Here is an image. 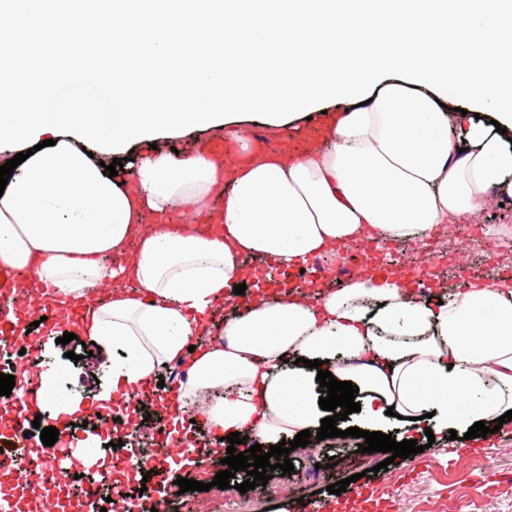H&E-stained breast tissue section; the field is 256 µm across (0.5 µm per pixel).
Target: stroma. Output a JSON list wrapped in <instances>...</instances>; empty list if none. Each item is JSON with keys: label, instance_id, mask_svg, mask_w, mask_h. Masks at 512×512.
<instances>
[{"label": "stroma", "instance_id": "obj_1", "mask_svg": "<svg viewBox=\"0 0 512 512\" xmlns=\"http://www.w3.org/2000/svg\"><path fill=\"white\" fill-rule=\"evenodd\" d=\"M335 111L332 105L324 111L312 108L309 118L299 121V133L291 137L258 122L245 124L244 130L253 151L297 153L322 141ZM202 147L226 163L242 160L234 143L224 136L193 131L158 137L154 146L135 148L134 155L146 156L154 148L184 154ZM445 240L444 257L435 268L439 286L458 287L456 268L460 265L468 267L474 285L512 280V265L486 260L460 230L449 229ZM115 355V350L85 344L78 338L65 345L47 338L44 346L26 352L23 360L39 370L50 365L61 367L75 396L86 404L111 390L107 366ZM382 430L399 442L415 439L425 450L395 459L381 471L377 465L385 461V453H357L355 448L345 447L339 437L314 441L290 452L294 475H276L267 485L235 494V512H264L268 507L274 512H512V441L487 436L479 446L461 448L446 439L429 441L423 429L393 418L384 423ZM329 454L339 459L355 456L362 468H377V476L372 477L363 495L327 492L328 481L314 462Z\"/></svg>", "mask_w": 512, "mask_h": 512}]
</instances>
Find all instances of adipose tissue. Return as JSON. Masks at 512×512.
Instances as JSON below:
<instances>
[{"instance_id":"adipose-tissue-1","label":"adipose tissue","mask_w":512,"mask_h":512,"mask_svg":"<svg viewBox=\"0 0 512 512\" xmlns=\"http://www.w3.org/2000/svg\"><path fill=\"white\" fill-rule=\"evenodd\" d=\"M118 182L82 141L59 135L11 174L0 193V267L42 305L84 304L80 329L116 348L112 396L140 391L163 365L187 369L183 399L216 437L241 433L262 447L318 431L327 391L307 361H325L366 400L363 426L387 411L430 415L435 432L464 436L512 410V285L415 298L396 275L364 274L308 299L257 292L208 342L216 303L246 282L239 258L283 269L360 240L415 243L472 221L492 193L512 196V145L490 121L440 106L435 92L399 79L338 114L323 146L277 151L232 168L207 151L155 152ZM216 231L174 224L212 196ZM126 253L123 264L106 260ZM135 289H128V282Z\"/></svg>"}]
</instances>
